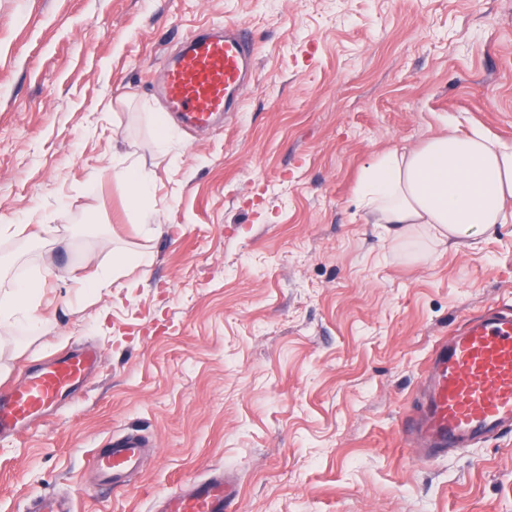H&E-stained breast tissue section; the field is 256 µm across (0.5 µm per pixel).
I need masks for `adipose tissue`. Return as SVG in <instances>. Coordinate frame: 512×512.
I'll return each instance as SVG.
<instances>
[{"label": "adipose tissue", "instance_id": "1", "mask_svg": "<svg viewBox=\"0 0 512 512\" xmlns=\"http://www.w3.org/2000/svg\"><path fill=\"white\" fill-rule=\"evenodd\" d=\"M358 201L401 235L425 225L443 244L512 220V147L480 130L431 137L376 158L361 174Z\"/></svg>", "mask_w": 512, "mask_h": 512}]
</instances>
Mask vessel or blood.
<instances>
[{
	"mask_svg": "<svg viewBox=\"0 0 512 512\" xmlns=\"http://www.w3.org/2000/svg\"><path fill=\"white\" fill-rule=\"evenodd\" d=\"M250 41L244 27L223 35H195L160 74L168 109L187 124L209 126L214 115L237 105L247 84ZM98 353L74 350L49 358L19 385L0 389V435L29 422L77 389L99 364ZM425 402L419 418L405 422L407 436L423 441L429 460L512 431V314L491 309L455 330L433 351L425 372ZM145 441L127 434L111 438L94 460L98 482L120 485L142 465ZM237 486L215 476L169 493L162 512H232Z\"/></svg>",
	"mask_w": 512,
	"mask_h": 512,
	"instance_id": "1",
	"label": "vessel or blood"
}]
</instances>
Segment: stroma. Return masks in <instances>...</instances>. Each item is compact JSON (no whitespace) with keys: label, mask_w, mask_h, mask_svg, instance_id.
<instances>
[{"label":"stroma","mask_w":512,"mask_h":512,"mask_svg":"<svg viewBox=\"0 0 512 512\" xmlns=\"http://www.w3.org/2000/svg\"><path fill=\"white\" fill-rule=\"evenodd\" d=\"M240 23L242 102L208 129L158 81L187 36ZM454 123L512 145V0H0V294L43 282L29 336L0 324V388L89 345L98 371L0 438V512H159L217 473L234 512H512V433L431 461L402 422L449 331L512 310V222L457 247L363 210V167ZM166 133V148L157 137ZM143 165V222L113 161ZM145 253L99 290L112 252ZM145 437L95 489L109 437ZM146 442L137 435L112 437L97 454L94 469L98 482L121 485L142 465Z\"/></svg>","instance_id":"stroma-1"}]
</instances>
